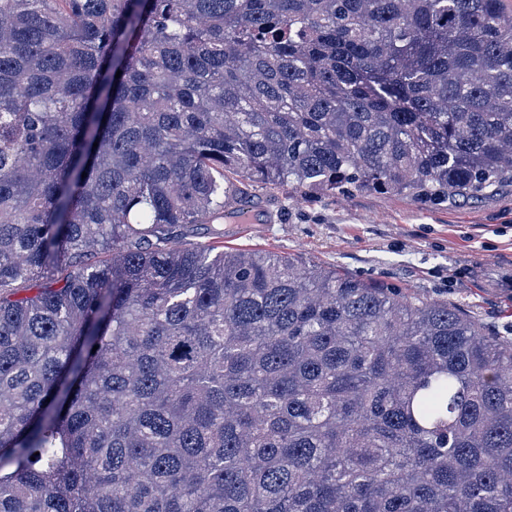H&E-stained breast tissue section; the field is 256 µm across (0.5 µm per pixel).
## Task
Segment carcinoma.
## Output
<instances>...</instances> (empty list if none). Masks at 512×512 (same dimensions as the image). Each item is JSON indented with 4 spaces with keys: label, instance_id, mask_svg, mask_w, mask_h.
Returning <instances> with one entry per match:
<instances>
[{
    "label": "carcinoma",
    "instance_id": "carcinoma-1",
    "mask_svg": "<svg viewBox=\"0 0 512 512\" xmlns=\"http://www.w3.org/2000/svg\"><path fill=\"white\" fill-rule=\"evenodd\" d=\"M247 181L512 185V0H0V512H512V340Z\"/></svg>",
    "mask_w": 512,
    "mask_h": 512
}]
</instances>
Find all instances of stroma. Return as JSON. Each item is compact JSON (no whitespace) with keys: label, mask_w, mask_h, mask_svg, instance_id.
I'll return each mask as SVG.
<instances>
[{"label":"stroma","mask_w":512,"mask_h":512,"mask_svg":"<svg viewBox=\"0 0 512 512\" xmlns=\"http://www.w3.org/2000/svg\"><path fill=\"white\" fill-rule=\"evenodd\" d=\"M265 224H196L193 243L301 255L364 279L445 299L512 339V291L496 282L512 263V190L440 206L395 194L304 196L245 184Z\"/></svg>","instance_id":"35a3bbf8"}]
</instances>
